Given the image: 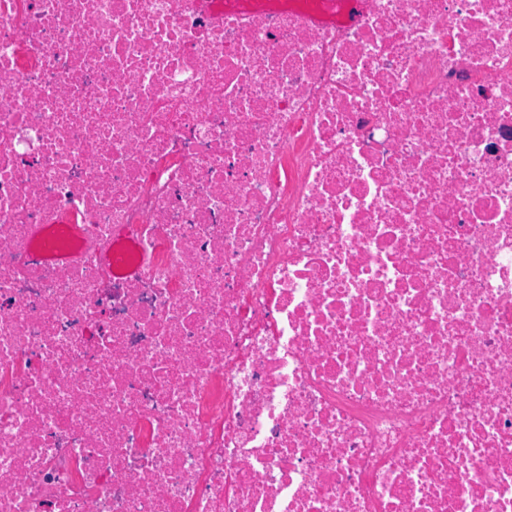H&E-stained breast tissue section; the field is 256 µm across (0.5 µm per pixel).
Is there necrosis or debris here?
<instances>
[{"mask_svg":"<svg viewBox=\"0 0 512 512\" xmlns=\"http://www.w3.org/2000/svg\"><path fill=\"white\" fill-rule=\"evenodd\" d=\"M321 2L0 0V512H512V0Z\"/></svg>","mask_w":512,"mask_h":512,"instance_id":"obj_1","label":"necrosis or debris"}]
</instances>
